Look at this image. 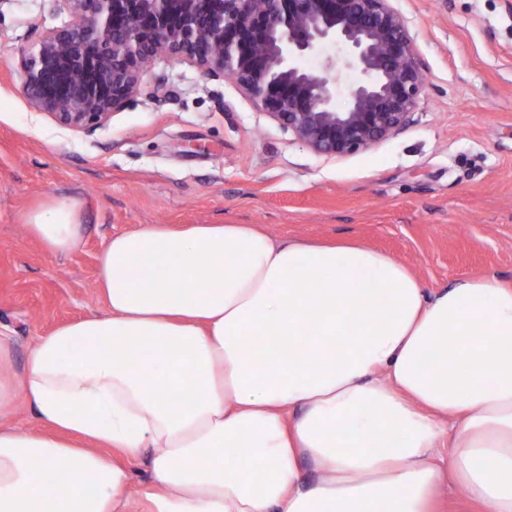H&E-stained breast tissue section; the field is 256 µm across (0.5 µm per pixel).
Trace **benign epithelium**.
Returning <instances> with one entry per match:
<instances>
[{"label":"benign epithelium","mask_w":512,"mask_h":512,"mask_svg":"<svg viewBox=\"0 0 512 512\" xmlns=\"http://www.w3.org/2000/svg\"><path fill=\"white\" fill-rule=\"evenodd\" d=\"M67 2L69 26L40 35L19 66L30 108L76 130L104 126L145 91L160 55L196 64L206 79L231 76L308 149L334 157L409 127L426 84L391 0Z\"/></svg>","instance_id":"1"}]
</instances>
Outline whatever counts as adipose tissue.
Segmentation results:
<instances>
[{
    "label": "adipose tissue",
    "instance_id": "ef3b65f1",
    "mask_svg": "<svg viewBox=\"0 0 512 512\" xmlns=\"http://www.w3.org/2000/svg\"><path fill=\"white\" fill-rule=\"evenodd\" d=\"M25 230L65 255L84 225L53 199ZM98 288L105 313L0 378V512H128L143 459L153 512H435L445 482L512 512V286L431 290L357 241L147 224L108 239ZM20 406L36 428L2 425Z\"/></svg>",
    "mask_w": 512,
    "mask_h": 512
}]
</instances>
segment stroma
Wrapping results in <instances>:
<instances>
[{"label": "stroma", "mask_w": 512, "mask_h": 512, "mask_svg": "<svg viewBox=\"0 0 512 512\" xmlns=\"http://www.w3.org/2000/svg\"><path fill=\"white\" fill-rule=\"evenodd\" d=\"M427 83L413 124L372 149L319 155L233 78L154 60L147 83L92 132L33 111L20 50L70 21L66 0H0V334L20 373L37 338L104 312L100 253L146 224H257L281 241L358 239L438 289L512 286V0H392ZM79 206L69 254L22 225L48 199Z\"/></svg>", "instance_id": "35a3bbf8"}]
</instances>
